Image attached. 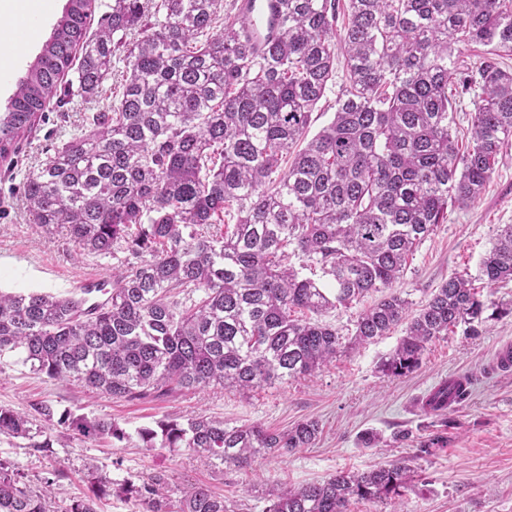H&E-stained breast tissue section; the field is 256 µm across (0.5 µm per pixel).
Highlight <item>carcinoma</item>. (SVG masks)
<instances>
[{"label":"carcinoma","mask_w":512,"mask_h":512,"mask_svg":"<svg viewBox=\"0 0 512 512\" xmlns=\"http://www.w3.org/2000/svg\"><path fill=\"white\" fill-rule=\"evenodd\" d=\"M95 0H68L63 17L0 112V159L43 116L69 71L93 97L125 61L122 90L84 132L54 150L24 185L44 231L65 233L74 258L133 257L83 296L0 293V360L15 356L55 381H78L115 399L221 385L242 396L311 376L344 349L319 316L382 294L358 317L348 345L405 335L379 371L403 377L427 345L463 325L478 334L487 303L470 280L452 276L418 314L394 289L407 260L448 203L477 200L512 139V0H278L276 35L259 43L251 21L223 0H112L88 33ZM212 35L200 41L202 33ZM462 46H482L477 75L450 67ZM342 68L333 119L308 137L312 115ZM473 100L471 143L458 149L456 96ZM295 255L299 263L289 262ZM490 286L512 281V224L480 265ZM467 377L436 387L422 409L450 412ZM63 426L85 439L122 442L114 421L57 413L49 403L21 413L0 407V436L52 446ZM318 422L282 431L228 426L197 414L138 430L148 448H189L243 467L276 451L311 447ZM414 481L405 461L338 472L268 495L265 512H348L353 500L400 497ZM167 478L150 476L126 494L144 512H169ZM0 512H49L0 463ZM178 512H236L205 486L184 491Z\"/></svg>","instance_id":"carcinoma-1"}]
</instances>
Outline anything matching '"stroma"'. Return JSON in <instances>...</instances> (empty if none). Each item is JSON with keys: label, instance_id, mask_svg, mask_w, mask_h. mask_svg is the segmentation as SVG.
Masks as SVG:
<instances>
[{"label": "stroma", "instance_id": "stroma-1", "mask_svg": "<svg viewBox=\"0 0 512 512\" xmlns=\"http://www.w3.org/2000/svg\"><path fill=\"white\" fill-rule=\"evenodd\" d=\"M19 2L10 21L0 25V43L8 48L0 68L9 73L8 81L0 80L1 109L67 5V0H52L42 26L31 29L26 24L28 0ZM122 71V63L114 62L97 96L73 93L51 100L17 153L0 159V290L75 295L129 261L123 249L74 259L64 234H49L31 223L21 192L24 179L58 145L113 103ZM504 224H512V141L504 146L480 198L464 207L449 206L447 221L436 225L410 256L395 285L414 315L449 277L467 275L474 278L482 299L508 312L486 320L478 335L459 328L431 342L420 368L409 375L388 378L378 370L381 358L403 336L401 324L374 342L343 349L315 376L268 385L246 398L211 386L172 396L114 399L76 383L50 380L11 359L0 365V406L27 412L32 404L48 401L75 414L112 419L131 438L123 443L84 440L59 427L52 432L51 447L28 448L23 441L0 437V461L19 472L34 494L47 495L52 512H66L73 501L90 496L92 464L112 482L108 493L97 499V512H142L119 488L141 484L156 472L168 476L171 507H178L184 486L193 483L224 496L236 512H264L271 490L398 459L416 468L415 486L393 503L352 502L350 512H512V371L490 369L495 350L512 343V282L489 288L477 278L480 262ZM463 374L474 381L472 393L455 406L454 423L447 427L440 417L423 412L422 401L443 380ZM197 413L232 426L280 430L315 420L320 433L312 447L275 453L245 468L227 467L185 448L148 450L134 437L136 430L161 419ZM437 433L447 436V446L419 454L420 442ZM368 434L377 436V444L364 445L362 438Z\"/></svg>", "mask_w": 512, "mask_h": 512}]
</instances>
